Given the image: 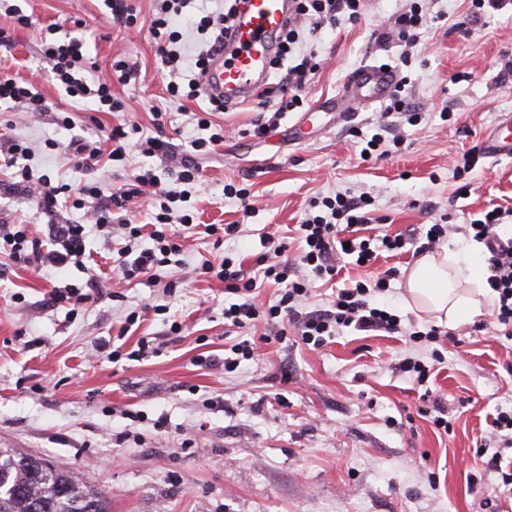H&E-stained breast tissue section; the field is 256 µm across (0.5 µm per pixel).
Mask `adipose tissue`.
<instances>
[{
	"mask_svg": "<svg viewBox=\"0 0 512 512\" xmlns=\"http://www.w3.org/2000/svg\"><path fill=\"white\" fill-rule=\"evenodd\" d=\"M455 273L475 281L482 277V269L469 251L423 254L408 276L409 306L456 323L478 314V298L458 294L453 287L451 276Z\"/></svg>",
	"mask_w": 512,
	"mask_h": 512,
	"instance_id": "ef3b65f1",
	"label": "adipose tissue"
}]
</instances>
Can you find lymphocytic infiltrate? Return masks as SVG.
<instances>
[{
    "label": "lymphocytic infiltrate",
    "instance_id": "obj_1",
    "mask_svg": "<svg viewBox=\"0 0 512 512\" xmlns=\"http://www.w3.org/2000/svg\"><path fill=\"white\" fill-rule=\"evenodd\" d=\"M238 0H224L221 8L201 17L198 27L207 40L195 66L205 70L208 56L231 25ZM295 15L289 21L282 37L281 59H289L300 47L305 35L317 34L325 26L340 21H359L364 14V0H295ZM185 0H155L156 14L151 22V33L156 41L157 53L173 79L167 85L171 95H178L180 86L174 76L179 72L180 57L175 49L179 41L177 31L171 30L170 21L179 15ZM45 54L52 60V70L68 97L92 99L98 111L119 112L122 100L112 93L113 83L129 84L136 73L125 61L112 65L109 75L94 74L93 62L85 53V43L77 37L46 43ZM137 150L146 157L167 154L168 142L155 136L143 137L134 124H119L103 131L101 140L76 136L65 147L69 161L75 168L90 173V180L78 186L67 183L53 184L45 174H35L29 164L31 151L21 140L12 139L0 145V163L11 168L9 180H0V196H8L29 203L46 219L45 231L35 234L26 224H1L0 240L11 247V257L17 264L37 269H63L84 266L87 258L88 226L103 230L118 225L129 240L128 247L119 253L118 271L126 281H152L158 272H165L163 291L173 294L184 283L181 273L184 246L170 230L173 221L188 223V216L173 218L171 202L178 199L177 191L162 186L153 170L141 169L131 182L112 187L106 181L105 164L124 160L129 150ZM160 202L153 231L144 232L142 225L132 223L128 217L131 205L138 200ZM86 210L90 225L61 218L65 204ZM368 196H348L342 193L323 197L320 201L325 212L306 219L298 228L304 246L294 261H286L285 243L272 245L259 258L263 274L284 287L278 303L263 305L255 279L247 277L242 266L232 258L222 257L217 262H205L197 267L198 275L223 283L224 291L236 298L224 309V319L236 328L247 323L265 321L270 335L282 339L295 333L301 342L313 347L324 345L327 337L343 328L360 332L404 331L399 315L382 303L394 278L395 269H387L375 277L357 280L354 284L337 289L330 308L301 315L299 304L309 292V278H332L338 273L332 261L338 248H345L355 266L365 267L377 258L378 250L396 253L405 248L406 238L400 234L383 235L380 241L358 238L370 222L367 211ZM512 221V210L493 208L482 219L465 225V233L485 247L483 262L486 286L495 300L494 322L502 328L503 336L512 335V239L502 240L498 229ZM304 269L308 278L297 277Z\"/></svg>",
    "mask_w": 512,
    "mask_h": 512
}]
</instances>
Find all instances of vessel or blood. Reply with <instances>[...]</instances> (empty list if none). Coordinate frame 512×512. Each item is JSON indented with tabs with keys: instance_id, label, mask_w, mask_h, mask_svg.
Masks as SVG:
<instances>
[{
	"instance_id": "vessel-or-blood-1",
	"label": "vessel or blood",
	"mask_w": 512,
	"mask_h": 512,
	"mask_svg": "<svg viewBox=\"0 0 512 512\" xmlns=\"http://www.w3.org/2000/svg\"><path fill=\"white\" fill-rule=\"evenodd\" d=\"M291 12L290 0H244L236 24L203 77L208 95L232 104L260 99L268 87L271 63L278 52L279 33ZM397 83L388 67L364 65L353 71L336 111L345 114L357 105L384 101ZM487 157L512 158V114H504L482 142Z\"/></svg>"
}]
</instances>
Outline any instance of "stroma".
Listing matches in <instances>:
<instances>
[{
	"mask_svg": "<svg viewBox=\"0 0 512 512\" xmlns=\"http://www.w3.org/2000/svg\"><path fill=\"white\" fill-rule=\"evenodd\" d=\"M31 23L22 27L0 11V28L13 39L0 70L23 78L47 101L36 114L0 103V142L20 138L35 150L34 163L52 182L78 181L62 151L72 135L98 127L137 124L152 134L154 115H166L175 154L190 151L199 137L194 118L206 97L172 98L168 77L149 32L152 0H131L142 29L114 22L104 0H14ZM200 0H191L172 27L182 69L203 48L196 25ZM405 0H365L362 19L328 27L301 46L313 51L319 70L309 75L308 105L335 98L350 73L365 64H387L406 77L422 113L417 125L398 116L381 119L382 104L339 120L321 113L303 121L302 109L287 113L263 137L253 124L259 103L214 113L224 142L197 156L200 185L174 208L190 214L192 226L172 224L185 252L186 284L167 299L158 283L103 279L101 301L76 311L45 302L55 285L81 284L79 268L56 273L13 262L0 250V447L37 454L73 472L109 497L111 512H512V499L497 496L501 478L476 453L479 446L512 457V448L491 441L497 410H512V340L493 323L492 296L481 297L479 315L448 324L445 361L428 387L441 398L449 432L434 427L403 358L430 362L432 347L383 332L343 329L320 348L295 336L264 340V322L243 332L224 327V285L197 277L203 260L228 255L259 274L257 258L269 237L300 247L297 226L311 200L336 193H369L371 234H409L448 215L455 229L449 250L466 246L482 256L483 244L463 227L494 206L512 209V160L480 158L464 178L453 162L481 144L502 113H512V83L497 74L512 59V11L482 18L470 29L460 23L469 0H423L428 29L412 49L379 44V30L392 24ZM84 38L98 69L126 60L135 83H114L124 103L117 113L93 111L68 97L42 52L51 31ZM70 113L73 129L53 121ZM403 131L401 151L363 159L361 151L380 122ZM56 149H49V142ZM248 188L253 211L226 198L225 184ZM209 224H236L238 237L214 246ZM417 260L414 245L388 256L379 252L366 269L342 268L334 280H316L299 307L328 308L335 289L395 268L386 300L418 328L434 325L409 308L407 276ZM167 304L165 314L154 307ZM139 311L134 325L126 315ZM185 323L172 334V322ZM150 353L128 359L140 339ZM258 341L253 359L234 371L224 359L236 342Z\"/></svg>",
	"mask_w": 512,
	"mask_h": 512,
	"instance_id": "obj_1",
	"label": "stroma"
}]
</instances>
